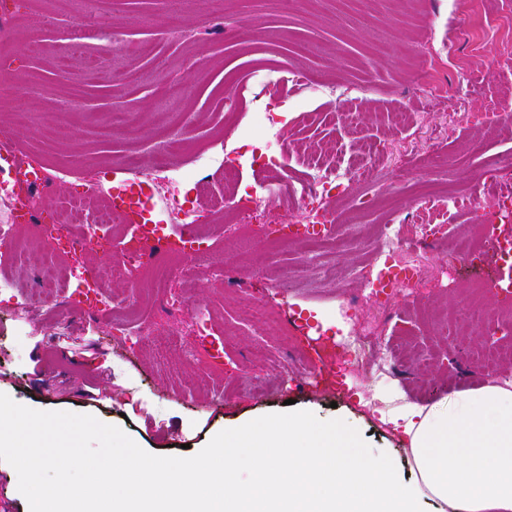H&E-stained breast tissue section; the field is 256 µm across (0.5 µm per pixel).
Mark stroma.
<instances>
[{"instance_id": "stroma-1", "label": "stroma", "mask_w": 512, "mask_h": 512, "mask_svg": "<svg viewBox=\"0 0 512 512\" xmlns=\"http://www.w3.org/2000/svg\"><path fill=\"white\" fill-rule=\"evenodd\" d=\"M103 8L121 51L106 57L85 43L62 71L54 50L76 42L87 0H0L9 29L0 69L27 77L0 99V140L49 166L55 181L43 206L60 215L87 181L122 179L129 155L151 172L168 110L182 112L177 162L186 172L175 193L196 211L205 251L179 255L183 275L158 288L138 262L113 269L138 246L130 224L99 228L79 257L46 250L19 225L0 242V277L13 284L0 294V393L37 410L93 415L158 456L198 453L226 426L293 408L354 427L369 455L410 477L408 439L388 421L399 401L429 405L512 377V340L492 344L482 326L448 319L472 271L442 276L447 245L417 244L429 215L449 243L477 237L483 213L470 198L512 194V166L479 175L490 159L512 155V127L486 126L512 107V0H315L306 10L282 0H105ZM34 39L50 52L33 53ZM380 43L387 54L375 53ZM94 65L112 71L111 84L82 80ZM61 107L71 111L67 135L54 123ZM125 110L136 111L137 127H113V113ZM348 112L357 126L345 123ZM397 112L413 113L412 125L394 126ZM282 141L288 157L275 180L257 158ZM363 142L374 148L367 167L388 168L379 183L348 179ZM312 145L336 158L328 228L336 242L261 248L266 226L308 221L293 198L315 176L303 159ZM201 148L232 158V178L190 170ZM423 178L456 203L430 210L417 188ZM385 229L427 275L416 297L395 296L382 310L366 291ZM41 250L56 279L31 309L24 301L40 280L19 255ZM228 256L245 274L236 286L224 278ZM331 264L335 280L316 275ZM264 267L277 269V283L261 276ZM89 274L115 300L136 294V307L112 315L75 303ZM375 321L372 359L391 369L382 377L350 367L340 347L343 333ZM251 377L263 394L249 390ZM391 386L402 399L387 396Z\"/></svg>"}]
</instances>
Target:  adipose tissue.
Segmentation results:
<instances>
[{"label":"adipose tissue","instance_id":"obj_1","mask_svg":"<svg viewBox=\"0 0 512 512\" xmlns=\"http://www.w3.org/2000/svg\"><path fill=\"white\" fill-rule=\"evenodd\" d=\"M391 420L409 438L416 479L407 485L349 428L297 414L234 426L181 467L131 448L86 470L91 482L126 487L144 512H419L425 499L437 512H512V379L403 404Z\"/></svg>","mask_w":512,"mask_h":512}]
</instances>
